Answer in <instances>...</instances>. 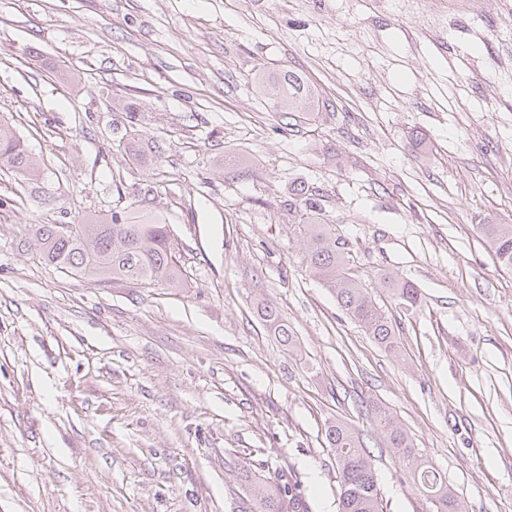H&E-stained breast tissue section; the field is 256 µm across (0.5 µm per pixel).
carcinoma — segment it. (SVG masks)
Listing matches in <instances>:
<instances>
[{
	"label": "carcinoma",
	"instance_id": "obj_1",
	"mask_svg": "<svg viewBox=\"0 0 512 512\" xmlns=\"http://www.w3.org/2000/svg\"><path fill=\"white\" fill-rule=\"evenodd\" d=\"M256 82L278 112H297L313 97L310 86L290 72L261 73ZM0 164L24 177L37 171V161L24 142L2 122ZM288 206L305 215L293 231L304 246L307 270L331 290L339 306L380 347L388 352L397 351L393 321L349 272L346 242L330 225L321 222L320 201L299 183L289 189ZM479 229L498 266L512 271V224H481ZM32 236L41 245L42 258L67 275L110 279L114 284L178 287L182 282L170 227L155 215L137 212L122 223L93 216L81 224H36ZM381 280L403 310H415L422 305L421 293L410 280L398 273H386ZM263 318L280 342L287 347L295 344L293 332L275 308L265 307ZM372 411L387 445L396 450L400 469L429 501L432 512H468L448 486L446 477L417 451L394 415L377 403L372 405ZM325 437L336 462L337 512H383L370 451L354 429L336 420L327 426ZM249 491L257 512H309L300 484L291 476L278 483L256 476Z\"/></svg>",
	"mask_w": 512,
	"mask_h": 512
}]
</instances>
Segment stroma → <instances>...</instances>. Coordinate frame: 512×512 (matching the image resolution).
Listing matches in <instances>:
<instances>
[{
  "instance_id": "1",
  "label": "stroma",
  "mask_w": 512,
  "mask_h": 512,
  "mask_svg": "<svg viewBox=\"0 0 512 512\" xmlns=\"http://www.w3.org/2000/svg\"><path fill=\"white\" fill-rule=\"evenodd\" d=\"M260 69L314 101L274 111ZM0 120L40 163L0 169V512H254L250 471L336 512L335 419L384 512H429L375 402L469 512H512V272L478 230L512 224V0H0ZM299 181L397 353L307 272ZM134 209L183 287L61 273L30 233ZM381 280L383 286L390 290L396 304L403 310H416L422 305L421 293L410 280L398 273H386ZM263 318L273 331L274 336L278 338L280 342L287 347H292L295 344L293 332L288 328V323L280 317L275 308L270 306L265 307L263 310Z\"/></svg>"
}]
</instances>
